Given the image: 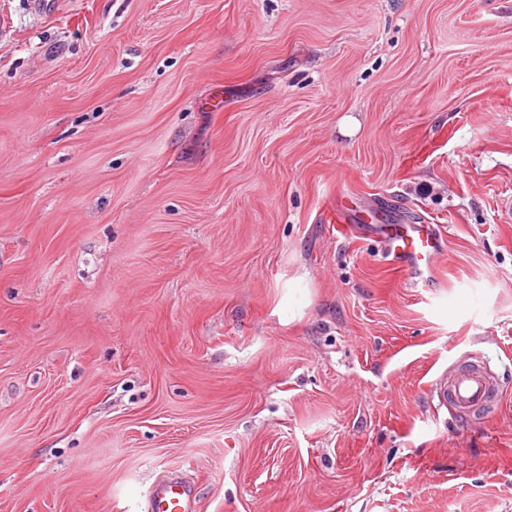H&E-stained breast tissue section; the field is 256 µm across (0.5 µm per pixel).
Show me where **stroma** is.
Returning <instances> with one entry per match:
<instances>
[{
    "label": "stroma",
    "mask_w": 512,
    "mask_h": 512,
    "mask_svg": "<svg viewBox=\"0 0 512 512\" xmlns=\"http://www.w3.org/2000/svg\"><path fill=\"white\" fill-rule=\"evenodd\" d=\"M508 196L512 0H0V512H512ZM363 226L384 244L385 257L392 265L408 272L410 285L426 284L435 277L439 259L445 254L434 224H386L376 218ZM435 392L460 415L470 418L484 414L501 398V390L490 372L475 361H467L441 377ZM142 509L143 512H193L191 489L179 476L157 480L151 486Z\"/></svg>",
    "instance_id": "1"
}]
</instances>
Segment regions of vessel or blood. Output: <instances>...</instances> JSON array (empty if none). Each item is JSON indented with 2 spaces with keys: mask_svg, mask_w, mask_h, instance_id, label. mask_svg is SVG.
Instances as JSON below:
<instances>
[{
  "mask_svg": "<svg viewBox=\"0 0 512 512\" xmlns=\"http://www.w3.org/2000/svg\"><path fill=\"white\" fill-rule=\"evenodd\" d=\"M369 230L385 247L392 265L407 271L413 284L434 278L445 250L434 225L423 222L387 224L370 221ZM438 398L448 402L460 415L476 417L497 404L501 390L481 363L468 361L441 377L435 387ZM144 512H194L189 486L171 475L153 483L143 504Z\"/></svg>",
  "mask_w": 512,
  "mask_h": 512,
  "instance_id": "1",
  "label": "vessel or blood"
}]
</instances>
